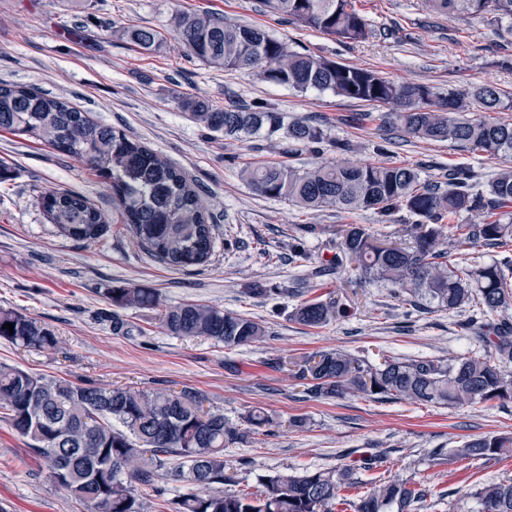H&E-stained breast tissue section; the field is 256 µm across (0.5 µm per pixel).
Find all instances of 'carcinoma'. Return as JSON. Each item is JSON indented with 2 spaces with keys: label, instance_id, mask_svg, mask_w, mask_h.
Segmentation results:
<instances>
[{
  "label": "carcinoma",
  "instance_id": "1",
  "mask_svg": "<svg viewBox=\"0 0 512 512\" xmlns=\"http://www.w3.org/2000/svg\"><path fill=\"white\" fill-rule=\"evenodd\" d=\"M434 15L479 20L491 14L512 19V0H425ZM269 11L341 41L364 42L376 35L352 0H264ZM127 39L150 52L165 37L134 25ZM173 39L194 58L227 70L259 69L268 82L297 92L316 89L388 111L381 125L424 141L450 140L503 163L486 190H472L466 168L448 171V188L421 182L410 167L388 163H322L310 168L284 162L249 163L243 179L264 197L300 208L372 210L381 216L404 209L418 217L410 241L385 244L364 224L340 230L335 263L360 276L384 282L394 292L410 291L454 312L473 311L468 325L487 350L453 359L389 357L376 364L341 350H320L295 364L293 377L313 398L364 395L380 399L463 406L512 400V122L490 112L512 110V94L481 83L466 91L438 92L422 84L396 83L373 69L341 64L291 49L263 28L228 24L207 13L174 18ZM190 118L226 138L263 135L320 151L324 129L263 106L218 109L202 99H183ZM484 117H472V112ZM0 130L36 136L42 143L85 162L112 183V212L132 239L157 260L189 268L208 262L215 225L198 186L184 172L122 130L94 120L66 99L34 88L0 83ZM56 232L75 241H94L109 229V218L86 197L49 190L40 199ZM470 215L468 224H451ZM497 247L502 258L462 268L456 255L466 246ZM112 302V333L129 336L128 309L156 312L171 336L206 338L233 349L266 336L258 322L236 312L200 303L167 304L149 288L104 289ZM346 312L335 298L302 299L291 318L322 327ZM500 313L499 319L489 316ZM14 325V332L4 324ZM0 340L36 351L58 345L54 329L38 320L0 310ZM0 418L27 440L50 477L88 512H146L138 487L160 479L184 484L188 492L177 512H336L340 491L356 486L353 469L307 470L275 475L256 492L227 493L224 447L277 426L260 410L241 428L218 411H204L191 389L135 391L88 380L71 381L0 364ZM463 459L512 457V436L489 435L453 449ZM422 491L400 479L376 482L354 503L355 512H398L421 499ZM481 512H512V481L481 485L474 493Z\"/></svg>",
  "mask_w": 512,
  "mask_h": 512
}]
</instances>
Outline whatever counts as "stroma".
Segmentation results:
<instances>
[{
    "label": "stroma",
    "mask_w": 512,
    "mask_h": 512,
    "mask_svg": "<svg viewBox=\"0 0 512 512\" xmlns=\"http://www.w3.org/2000/svg\"><path fill=\"white\" fill-rule=\"evenodd\" d=\"M377 35L344 43L267 11L262 0H0V82L66 98L94 119L124 130L196 182L216 225L208 263L175 269L152 257L111 225L99 240L58 235L39 198L68 190L112 211V187L86 164L35 137L0 130V162L13 178L0 183V309L54 328L52 351H29L0 341V362L36 373L85 379L139 391L199 390L208 406L242 424L259 409L276 419H303L276 435H252L224 450L225 491H255L266 477L350 467L359 482L400 478L426 482L433 493L411 512H479L475 488L512 479V458L485 461L452 456L464 441L512 434V403L446 407L349 395L316 399L296 386L285 362L335 348L377 359L465 357L479 345L465 324L469 310L448 312L408 293L360 279L356 273L314 271L336 253L338 231L364 224L379 236L407 241L416 218L400 210L319 211L258 195L240 169L254 161L299 167L361 160L416 169L422 180L447 184L450 168L473 174L485 189L499 164L451 141H422L379 121L352 123L365 104L330 92H296L249 71L224 70L185 56L172 40L179 12H207L225 22L267 29L296 51L370 68L396 82L441 91L491 82L512 92V22L467 23L431 17L422 0H354ZM131 24L167 35L147 53L123 37ZM224 106L273 107L321 125L330 140L321 153L261 136L224 138L196 124L179 97ZM345 143L340 152L336 143ZM314 232H306V225ZM304 283L310 297H333L350 312L312 328L289 317L298 302L291 290ZM150 288L169 304L203 302L262 324L264 342L235 349L210 339H184L159 328L152 312L129 309L134 335L112 332L106 288ZM373 462L361 469V459ZM0 505L7 512H87L50 477L24 438L0 420Z\"/></svg>",
    "instance_id": "obj_1"
}]
</instances>
